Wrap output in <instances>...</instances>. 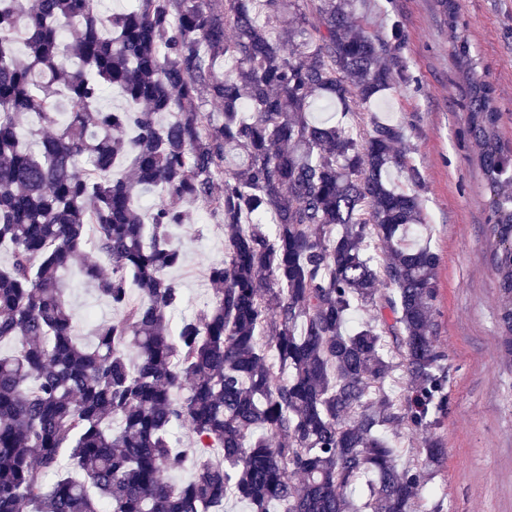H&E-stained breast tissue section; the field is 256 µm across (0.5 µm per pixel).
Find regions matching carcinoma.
Segmentation results:
<instances>
[{
    "mask_svg": "<svg viewBox=\"0 0 512 512\" xmlns=\"http://www.w3.org/2000/svg\"><path fill=\"white\" fill-rule=\"evenodd\" d=\"M97 2L0 0V512H224L230 495L251 512H441L420 495L445 456L441 258L411 239L426 227L411 135L310 115L411 85L400 24L370 33L359 0H308L313 18L302 0ZM437 2L512 353V142L468 23ZM112 86L126 104L103 108ZM200 203L226 255L206 268L211 301L173 327L170 230ZM89 248L108 271L78 263ZM75 264L119 312L86 345ZM357 309L371 317L351 325ZM404 429L423 440L401 463L388 434Z\"/></svg>",
    "mask_w": 512,
    "mask_h": 512,
    "instance_id": "carcinoma-1",
    "label": "carcinoma"
}]
</instances>
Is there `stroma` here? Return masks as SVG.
Listing matches in <instances>:
<instances>
[{
	"mask_svg": "<svg viewBox=\"0 0 512 512\" xmlns=\"http://www.w3.org/2000/svg\"><path fill=\"white\" fill-rule=\"evenodd\" d=\"M457 2L496 89L501 134L512 141V0ZM359 12L370 32L380 35L391 20L401 22L402 55L414 80L406 89L385 91L373 112L354 104L345 116L319 107L313 115L342 117L361 128L372 117L411 128L412 158L427 183L424 239L441 257L435 329L450 366L448 411L436 430L445 459L435 495L443 512H512V355L498 329L493 240L485 224L489 194L467 135V87L452 54L451 33L436 0H362ZM173 240L185 263L171 276L191 311L210 297L205 270L224 260V226L199 204ZM69 299L80 343L90 342L93 325L115 316L78 279L70 281Z\"/></svg>",
	"mask_w": 512,
	"mask_h": 512,
	"instance_id": "stroma-1",
	"label": "stroma"
}]
</instances>
